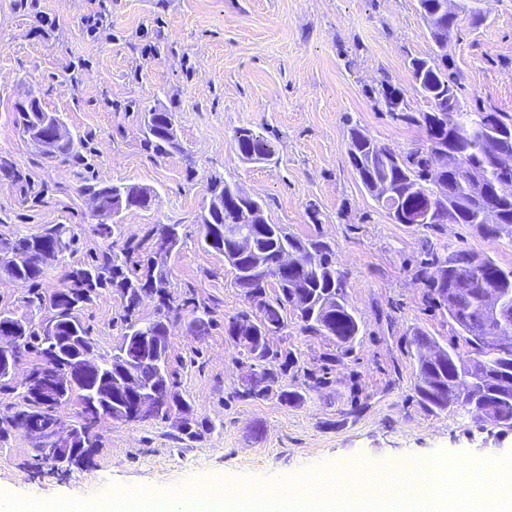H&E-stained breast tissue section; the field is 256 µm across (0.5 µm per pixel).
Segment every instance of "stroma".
<instances>
[{
    "label": "stroma",
    "instance_id": "1",
    "mask_svg": "<svg viewBox=\"0 0 512 512\" xmlns=\"http://www.w3.org/2000/svg\"><path fill=\"white\" fill-rule=\"evenodd\" d=\"M105 28L89 36L91 0H0V244L72 227L74 251L43 267L37 282L0 277V311L39 323L47 309L33 292L62 288L65 272L107 247L121 249L147 226L176 224L181 240L168 258L172 291L194 289L213 309L208 335L188 333L190 313L171 324L169 370L194 417L215 428L181 440L176 416L101 419L102 446L92 467L53 474L38 464L33 440L6 427L0 441V492L40 501L101 499L114 489L162 495L222 479L225 487H275L282 481L367 463L438 453L501 458L512 431L480 422L463 407L432 413L415 394L412 343L425 332L462 359L474 358L447 313L415 275L427 252L468 251L512 264V236L489 238L468 224L435 228L397 224L362 187L347 154L348 124L379 145L404 152L424 139L414 124L392 119L381 95L400 89L413 112L409 62L433 41L419 0H104ZM475 26L460 14L448 44L467 106L512 113V0H480ZM51 20L39 27L36 13ZM40 99L72 135L81 161L42 156L14 124L15 107ZM175 112L181 151L157 156L143 147L149 110ZM248 127L272 145L270 161L242 160L234 134ZM223 177L266 204L270 223L332 247L347 276L349 307L361 322L352 350L303 333L295 320L270 335L325 385L296 404L277 393L243 397L245 349L224 323L248 305L224 256L207 246L198 217L210 180ZM153 188L149 208L126 215L120 235L98 237L99 219L82 184ZM120 297L104 292L80 313L96 352L121 338Z\"/></svg>",
    "mask_w": 512,
    "mask_h": 512
}]
</instances>
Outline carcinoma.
Here are the masks:
<instances>
[{
	"mask_svg": "<svg viewBox=\"0 0 512 512\" xmlns=\"http://www.w3.org/2000/svg\"><path fill=\"white\" fill-rule=\"evenodd\" d=\"M445 0H419L421 15H429L426 22L431 27L435 48L427 58H414L410 68L415 90L425 98L431 109L414 116L408 112L403 92L385 87L382 96L392 116L416 123L424 128L426 142H441L448 148V158L439 164L435 152L429 146H417L386 160L375 157L377 143L365 135L358 126L350 127L347 153L360 182L370 196L377 201L388 217L400 219L399 213L416 206L422 200H434L433 223L441 222V216L450 213L456 224H470L483 235L491 238L502 234L512 235V194L501 195L498 184L512 181V171L496 169L489 163L487 147L492 145L501 152L512 155V114L493 107L477 105L465 112H455L450 103H461L459 84L450 72L448 52L442 48V34L435 15ZM44 111L40 102L32 100L30 109H16L15 121L19 130L33 138L38 114ZM492 113L495 123L484 122V115ZM144 146L157 155L181 151L177 138L174 113L159 110L144 119ZM235 141L242 159L248 162H264L274 155L271 143L252 129L241 127L235 133ZM83 141L66 133L53 146L47 157H81ZM482 175L480 188L474 187L471 173ZM389 183L394 195L382 200L376 194L377 185ZM448 190L446 202L437 199L441 188ZM122 190L141 199V207L148 208L152 190L138 185L88 184L81 192L96 195L101 206L112 209V192ZM236 184L224 178H214L210 184V199L220 200L223 208L209 211L213 229L226 224H236L243 217L246 202L236 200ZM247 228L253 241L254 251L242 254L236 241L220 234L206 242L210 248L224 254V260L235 271L234 286L239 288L251 312H243L231 318L225 332L237 345L243 347L250 360L249 368L257 375L248 395L263 399L273 390L279 375L291 379L306 377V383L291 391L282 390L280 400L285 404L300 402L308 392L326 384L324 376L317 375L298 362L291 353L281 354L270 348L268 333L285 327L288 315L300 323V330L310 336H323L343 351L352 348L360 332V323L345 300L346 278L338 268L331 247L318 239H301L288 234L281 224L263 220L249 224ZM76 234L65 224H56L38 236L23 235L11 242L9 249L27 256L24 265L5 269V274L24 281H36L42 274L39 255L46 249L56 253L72 251ZM300 257L314 253L321 260L319 268L308 270L297 263L281 275L277 270L280 253L284 249ZM264 265L263 273H251L257 263ZM418 276L430 288L432 299L448 312L459 335L465 337L477 357L469 365H460L454 351L436 345L426 333L414 334L413 344L417 353V382L415 393L420 406L429 411H443L460 405V397L471 404L467 412L473 416L489 414L499 421L512 423V330L503 334L507 344H489L488 337L498 335L497 324L487 321L480 305L482 289L492 288L512 299V266L505 267L494 259L464 251H456L446 257L431 253ZM277 288L275 297H267L266 288ZM112 289L123 301L125 315L122 322V338L116 350L125 352L130 363H114L115 369L126 368L130 377L143 384L158 385L162 399L156 405L138 408L137 402L125 396L120 398L130 411L128 419L144 421L165 418L172 411L180 415L181 434L187 440L197 437L196 421L191 416V406L174 390V381L166 378L156 382V367L151 354L153 344L169 349V323L186 306L178 301L170 290V282L157 267L155 258L144 249V239L128 240L119 253L106 248L92 261L72 268L66 284L48 296L40 293L30 303L53 311V319L60 334H68L69 328L83 336L84 351L95 353L90 332L78 317V311L94 302L102 291ZM157 298V312L148 321L132 319L139 306L141 295ZM187 331L193 336L207 334L213 326L212 311L206 305H196ZM23 336L18 354H10L12 362H22L26 355L35 353L40 363L31 372L38 374L49 366L63 364L56 350V343L42 333V326L29 321L14 319ZM134 326L146 329L147 338L140 343L128 341V333ZM282 360L280 373L267 365ZM21 402L14 404L15 411L4 416L3 421L18 424L41 419L62 427L53 415L55 405L40 401L27 389L20 392ZM95 419L84 426V446L78 449L74 466L81 468L96 452L98 436L92 433Z\"/></svg>",
	"mask_w": 512,
	"mask_h": 512,
	"instance_id": "obj_1",
	"label": "carcinoma"
}]
</instances>
